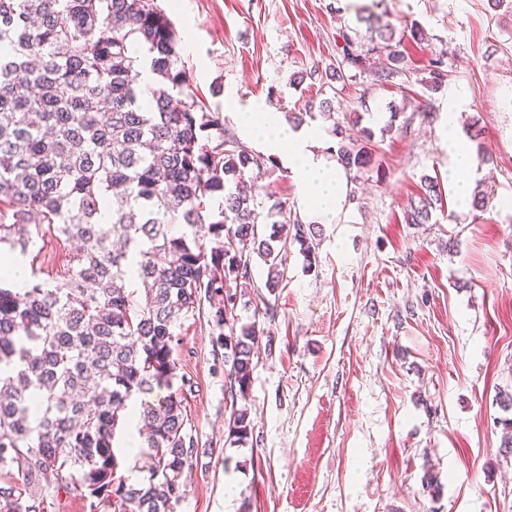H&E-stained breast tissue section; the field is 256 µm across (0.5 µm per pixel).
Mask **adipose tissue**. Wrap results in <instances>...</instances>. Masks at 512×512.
<instances>
[{"instance_id": "ef3b65f1", "label": "adipose tissue", "mask_w": 512, "mask_h": 512, "mask_svg": "<svg viewBox=\"0 0 512 512\" xmlns=\"http://www.w3.org/2000/svg\"><path fill=\"white\" fill-rule=\"evenodd\" d=\"M236 121L250 138L260 141L298 181L311 216L320 223L336 220L346 196V183L335 162L318 152L323 134L314 126H286L277 112L253 106L238 111Z\"/></svg>"}]
</instances>
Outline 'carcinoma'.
Returning a JSON list of instances; mask_svg holds the SVG:
<instances>
[{
  "label": "carcinoma",
  "instance_id": "obj_1",
  "mask_svg": "<svg viewBox=\"0 0 512 512\" xmlns=\"http://www.w3.org/2000/svg\"><path fill=\"white\" fill-rule=\"evenodd\" d=\"M358 20L366 34L342 33L332 90L348 71L386 85L406 66L390 24ZM428 74L430 90L445 86L444 55L430 58ZM332 132L346 174L370 165L372 131L359 140L335 122ZM272 165L191 90L180 40L154 0H0V262L18 261L36 237L75 245L47 280H0V471L12 475L0 483V512H46L75 492L101 509L176 512L197 439L175 389L174 327L204 296L218 299L211 318L224 349L228 437L249 439V408L238 401L263 329L237 326L233 286L252 278L257 257L265 287L278 288L290 242L307 267L316 261L314 223L285 201L259 200ZM424 190L406 223L430 222L442 192L431 176ZM267 223L268 234L258 228ZM157 390L168 394L155 402ZM134 422L150 460L140 483L117 475L113 450Z\"/></svg>",
  "mask_w": 512,
  "mask_h": 512
}]
</instances>
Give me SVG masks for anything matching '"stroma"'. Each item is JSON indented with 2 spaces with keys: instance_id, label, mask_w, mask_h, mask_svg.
I'll return each mask as SVG.
<instances>
[{
  "instance_id": "1",
  "label": "stroma",
  "mask_w": 512,
  "mask_h": 512,
  "mask_svg": "<svg viewBox=\"0 0 512 512\" xmlns=\"http://www.w3.org/2000/svg\"><path fill=\"white\" fill-rule=\"evenodd\" d=\"M172 20L192 91L237 131L235 107L277 112L320 103L317 80L333 68L341 29L376 6L405 39L407 65L393 83L364 73L338 83L337 118L361 116L374 134L375 165L347 182L333 224L316 228L317 263L289 246L284 280L265 286L252 262L242 323L264 330L247 398L252 435L229 440L224 351L211 306L176 324L181 393L198 438L177 512H512V454L501 448L512 391V0H157ZM448 81L425 85L432 53ZM459 127L477 126L474 210L448 182V95ZM398 110L392 131L385 117ZM437 177L442 205L430 223L405 212L423 175ZM272 199L308 212L296 180L274 166ZM440 490L424 485L426 473Z\"/></svg>"
}]
</instances>
